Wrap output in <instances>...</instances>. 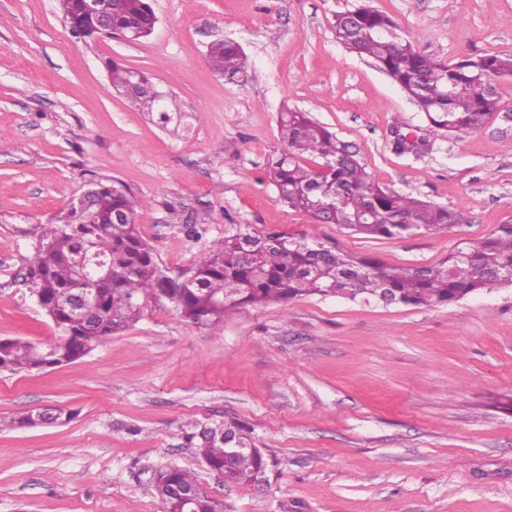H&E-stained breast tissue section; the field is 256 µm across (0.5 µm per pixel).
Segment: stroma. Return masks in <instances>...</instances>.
Wrapping results in <instances>:
<instances>
[{"instance_id": "obj_1", "label": "stroma", "mask_w": 512, "mask_h": 512, "mask_svg": "<svg viewBox=\"0 0 512 512\" xmlns=\"http://www.w3.org/2000/svg\"><path fill=\"white\" fill-rule=\"evenodd\" d=\"M425 53L512 55V0H368ZM136 44L74 38L59 0H0V339L55 341L27 262L49 219L91 179L139 203L167 267L227 235L275 229L393 266H433L512 227V77L478 131L430 134L423 112L332 32L346 0H151ZM248 56L242 83L213 73L211 42ZM146 72L179 101L168 125L118 95L105 64ZM305 112L353 146L377 181L459 209L461 223L401 239L321 224L277 199L265 168L277 120ZM426 138L402 152L397 134ZM512 288L439 306L305 296L201 326L169 305L87 356L0 373V512H161L158 471L195 474L224 512H512ZM68 423L15 427L44 409ZM246 424L261 485L225 483L192 438Z\"/></svg>"}]
</instances>
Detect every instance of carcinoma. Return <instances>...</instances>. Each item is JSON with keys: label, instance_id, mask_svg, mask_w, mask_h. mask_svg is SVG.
Segmentation results:
<instances>
[{"label": "carcinoma", "instance_id": "carcinoma-1", "mask_svg": "<svg viewBox=\"0 0 512 512\" xmlns=\"http://www.w3.org/2000/svg\"><path fill=\"white\" fill-rule=\"evenodd\" d=\"M63 20L76 38L91 39L108 23L114 33L148 38L157 17L151 0H109L108 17L90 13L85 0H59ZM336 40L350 53L376 63L426 115L434 135L461 136L477 131L499 111L497 79L512 76V56L481 55L456 62L434 58L398 34L389 15L356 0L333 19ZM208 62L228 81L247 78L243 48L231 40L208 47ZM106 69L113 89L166 123L180 111L167 93L147 105L154 83L144 73L112 60ZM278 128L283 148L268 158L267 178L278 200L323 224L357 234L402 238L419 230L443 229L462 221L457 209L406 195L381 185L358 154L344 152L343 141L305 112L285 110ZM316 159V165L304 164ZM137 202L115 179H97L88 212L64 211L44 227L29 258L27 288L54 323L60 338L50 349L21 339L0 340V372H32L75 362L101 341L135 323L143 302L170 303L189 322L210 326L241 306L319 295L385 305H445L494 288H512V228L459 247L438 265L399 267L372 257H354L315 246L284 232H238L224 247L201 255L175 273L164 269L157 252L138 231ZM103 251L112 260V276L88 285L83 315L68 314L78 285L77 260ZM214 471L236 484L266 470L262 453L229 456L217 439L196 444ZM175 485L199 489L193 512H221L194 475L179 467L166 470L156 494L165 499Z\"/></svg>", "mask_w": 512, "mask_h": 512}]
</instances>
